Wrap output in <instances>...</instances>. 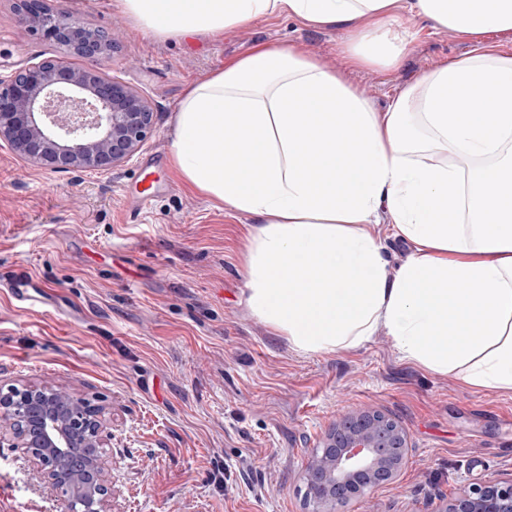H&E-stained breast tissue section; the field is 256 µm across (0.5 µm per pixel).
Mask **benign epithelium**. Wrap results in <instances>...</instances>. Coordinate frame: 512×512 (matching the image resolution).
Segmentation results:
<instances>
[{
  "label": "benign epithelium",
  "mask_w": 512,
  "mask_h": 512,
  "mask_svg": "<svg viewBox=\"0 0 512 512\" xmlns=\"http://www.w3.org/2000/svg\"><path fill=\"white\" fill-rule=\"evenodd\" d=\"M20 21L47 41L97 59L112 33L91 30L42 0H19ZM154 130L148 100L106 72L41 60L0 74V138L21 157L56 171L106 170L131 160ZM102 407L52 385L0 384V447L18 448L37 483L62 512H112V482L99 449L107 445ZM407 434L376 412L352 411L307 466L310 497L334 512L402 468ZM429 512H512V479L469 487Z\"/></svg>",
  "instance_id": "7a95c632"
}]
</instances>
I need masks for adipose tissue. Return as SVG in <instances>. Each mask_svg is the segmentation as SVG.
Returning a JSON list of instances; mask_svg holds the SVG:
<instances>
[{
  "label": "adipose tissue",
  "mask_w": 512,
  "mask_h": 512,
  "mask_svg": "<svg viewBox=\"0 0 512 512\" xmlns=\"http://www.w3.org/2000/svg\"><path fill=\"white\" fill-rule=\"evenodd\" d=\"M479 37L512 0H115L160 39L222 36L271 16L349 24L351 65L400 67L392 7ZM172 162L193 189L258 221L244 245L249 312L302 354L385 332L400 358L512 393V55L481 47L426 71L378 112L294 45L261 43L191 83ZM388 214L416 253L389 273L367 230Z\"/></svg>",
  "instance_id": "obj_1"
}]
</instances>
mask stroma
<instances>
[{
  "label": "stroma",
  "instance_id": "35a3bbf8",
  "mask_svg": "<svg viewBox=\"0 0 512 512\" xmlns=\"http://www.w3.org/2000/svg\"><path fill=\"white\" fill-rule=\"evenodd\" d=\"M113 0H44L112 34L89 61L20 24L0 0V72L44 58L104 71L142 93L154 134L109 170L58 172L0 140V271L21 264L59 293L23 310L0 293V384L48 383L108 412L112 512H314L306 468L344 414L376 411L407 434L395 480L341 512H425L489 479L512 478V393L469 388L399 358L385 334L351 353L301 354L243 303L242 251L256 224L169 171L171 187L133 215L123 190L169 151L187 87L256 44L293 43L384 111L398 88L478 44L512 54V32L476 40L398 12L413 47L391 72L351 67L343 26L274 17L162 41ZM0 512H60L18 450L0 447Z\"/></svg>",
  "mask_w": 512,
  "mask_h": 512
}]
</instances>
